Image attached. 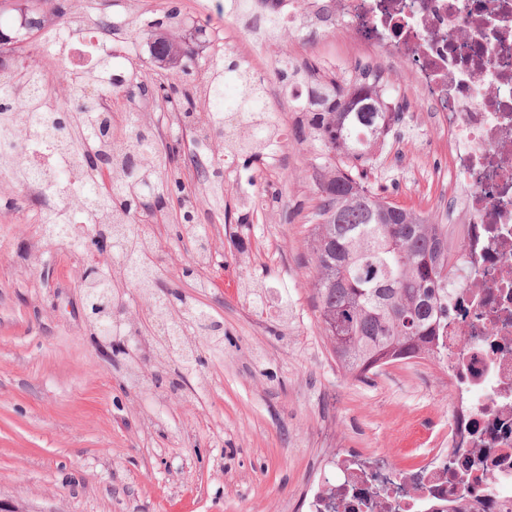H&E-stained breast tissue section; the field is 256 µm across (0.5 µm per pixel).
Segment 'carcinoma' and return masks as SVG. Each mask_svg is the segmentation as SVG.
<instances>
[{"label": "carcinoma", "instance_id": "carcinoma-1", "mask_svg": "<svg viewBox=\"0 0 512 512\" xmlns=\"http://www.w3.org/2000/svg\"><path fill=\"white\" fill-rule=\"evenodd\" d=\"M41 1L51 4L58 17L71 9L70 0H24L23 37L16 42L45 30ZM237 3L241 17L252 21L257 4L268 9L262 24L274 37L279 79L287 92L301 89L296 107L305 115L310 138L322 149L316 166L318 203L309 215L317 271L313 290L323 333L337 364L348 375L362 379L392 363L437 358L448 340V225L433 224L428 217L379 196L364 179L377 152L383 150L381 141L400 120V113L386 111L385 85L364 67L358 68L354 78L342 81L317 64L306 71L294 67L288 55V25L276 10V0ZM88 22L98 30L116 34L124 29L146 39L151 60L174 71L176 78L193 67L202 72L199 94L179 98L151 88L142 73L103 54L86 77L94 93L78 95L77 111L67 112L44 102L31 88L29 77L40 67L29 65L19 74L0 60V144L14 137L52 135L60 149L73 151L82 134L97 143V149L78 154L81 175L60 170L54 178L77 182L69 194L73 201L66 202L69 217L88 218L95 233L112 239V279L92 276L86 270L81 275L88 283V299L103 303L125 284L139 283L144 294L154 295L158 277L151 250L144 242L133 244L132 227L147 223L166 196L184 192L186 185L183 168L163 162L155 128L145 120L144 112L129 113L123 148L114 152L111 118L101 110L100 99L133 88L146 101L159 96L177 120L196 123L205 139L219 142V158L263 156L280 130L266 109L262 86L254 84L240 60L223 54L199 65L193 43L179 34L185 21L177 7L143 19L137 28L111 22L105 14L90 17ZM229 75L241 87L231 102L224 98ZM227 112H238L244 120L228 127ZM103 167L109 171L106 189L100 188ZM0 171L17 183L42 177L10 153H0ZM196 208L194 203L183 211L179 224L180 235L194 245L188 275L198 270L196 256L208 252L203 245L205 233L195 221ZM47 221L53 236L81 250L78 223L66 224L53 213ZM155 301L156 315L166 322L171 361L186 368L195 365L193 343L184 336L188 320L205 329L211 349H223L224 328L205 308L178 295L172 300L159 296Z\"/></svg>", "mask_w": 512, "mask_h": 512}]
</instances>
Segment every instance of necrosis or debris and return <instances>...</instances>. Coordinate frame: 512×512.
Masks as SVG:
<instances>
[{"instance_id":"1","label":"necrosis or debris","mask_w":512,"mask_h":512,"mask_svg":"<svg viewBox=\"0 0 512 512\" xmlns=\"http://www.w3.org/2000/svg\"><path fill=\"white\" fill-rule=\"evenodd\" d=\"M288 29L305 43L347 35L374 73L401 63L426 122L441 132L453 177L438 205L448 226V350L439 362L451 394L448 436L397 468L383 455L339 448L304 512H423L450 495L472 512H512V0H285ZM111 40L67 45V78L81 83ZM16 154L42 178L18 197L41 212L62 209L50 177V138L20 139Z\"/></svg>"}]
</instances>
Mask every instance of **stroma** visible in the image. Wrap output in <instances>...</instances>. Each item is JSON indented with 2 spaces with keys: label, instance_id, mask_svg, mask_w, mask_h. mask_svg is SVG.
Here are the masks:
<instances>
[{
  "label": "stroma",
  "instance_id": "35a3bbf8",
  "mask_svg": "<svg viewBox=\"0 0 512 512\" xmlns=\"http://www.w3.org/2000/svg\"><path fill=\"white\" fill-rule=\"evenodd\" d=\"M177 6L187 23L209 22L231 39L224 0H139L156 15ZM26 53L47 70L49 95L65 97L67 62ZM270 115L283 130L273 154L235 160L224 196L198 221L224 268L182 277L170 252L190 253L177 237L181 212L137 230L156 241L159 278L224 324V351L199 347L201 366L183 371L157 352L159 320L137 338L117 336L129 354L107 356L83 312L82 257L38 245L41 214L0 205V504L18 512H298L300 494L336 448L384 453L396 466L417 453L414 426L441 436L448 379L434 360L384 367L364 379L337 366L312 291L315 275L307 216L316 203L312 163L320 152L301 131L303 113L268 86ZM435 127L412 137L399 125L369 171L399 206L428 214L442 192L445 155L430 150ZM245 194L262 198L244 212ZM261 285L264 305L246 294Z\"/></svg>",
  "mask_w": 512,
  "mask_h": 512
}]
</instances>
